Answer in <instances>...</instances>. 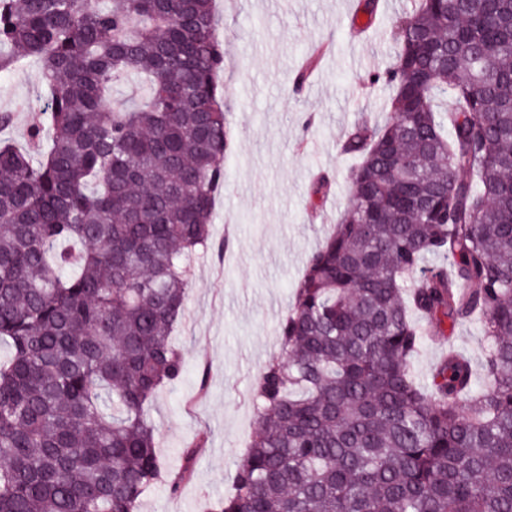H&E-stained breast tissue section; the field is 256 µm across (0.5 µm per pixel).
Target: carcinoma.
Segmentation results:
<instances>
[{"instance_id": "cac0c4a2", "label": "carcinoma", "mask_w": 512, "mask_h": 512, "mask_svg": "<svg viewBox=\"0 0 512 512\" xmlns=\"http://www.w3.org/2000/svg\"><path fill=\"white\" fill-rule=\"evenodd\" d=\"M392 32L390 115L342 144L348 203L213 512H512V0H412ZM31 61L47 108L0 140V512H138L189 262L224 250L213 0H0V76ZM128 77L144 94L108 111ZM473 319L481 372L450 354L421 385L422 322Z\"/></svg>"}]
</instances>
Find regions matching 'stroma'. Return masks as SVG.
I'll list each match as a JSON object with an SVG mask.
<instances>
[{
    "label": "stroma",
    "instance_id": "stroma-1",
    "mask_svg": "<svg viewBox=\"0 0 512 512\" xmlns=\"http://www.w3.org/2000/svg\"><path fill=\"white\" fill-rule=\"evenodd\" d=\"M215 0L220 38L229 53L219 82L228 95L231 142L224 154V190L210 226L223 255L191 261L186 322L174 334L185 362L182 380L147 409L156 425L163 472L178 470L182 450L205 434L191 478L177 497L164 484L140 512H208L223 499L256 427L249 390L280 349L279 325L309 255L346 206L354 157L340 150L360 117L381 122L391 88L378 73L392 61L391 26L410 0ZM38 64L0 76V110L12 112L5 136L23 142L32 113L45 109ZM330 185L315 193L319 175ZM480 363L478 321L457 324L427 342L414 363L429 385L442 352Z\"/></svg>",
    "mask_w": 512,
    "mask_h": 512
}]
</instances>
